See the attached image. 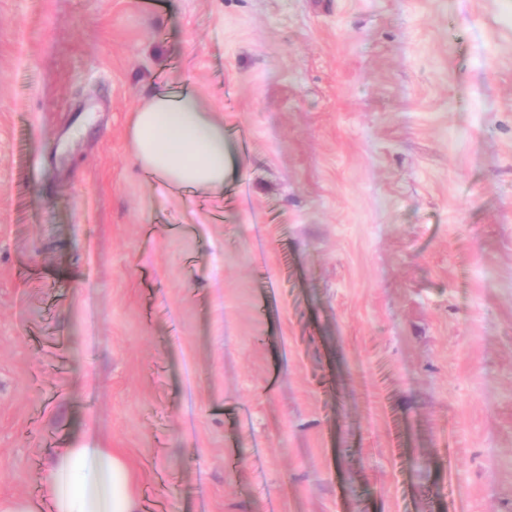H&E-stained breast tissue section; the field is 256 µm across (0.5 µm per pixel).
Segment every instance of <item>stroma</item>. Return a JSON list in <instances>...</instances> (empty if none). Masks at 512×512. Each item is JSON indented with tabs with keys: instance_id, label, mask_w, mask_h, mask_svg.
Returning <instances> with one entry per match:
<instances>
[{
	"instance_id": "stroma-1",
	"label": "stroma",
	"mask_w": 512,
	"mask_h": 512,
	"mask_svg": "<svg viewBox=\"0 0 512 512\" xmlns=\"http://www.w3.org/2000/svg\"><path fill=\"white\" fill-rule=\"evenodd\" d=\"M224 120V194L129 150ZM512 512V0H0V496ZM134 112L130 140L139 165L176 187L222 191L229 160L224 120L196 90L155 93ZM140 512L135 481L112 448L73 443L51 454L38 500L0 499L1 512Z\"/></svg>"
}]
</instances>
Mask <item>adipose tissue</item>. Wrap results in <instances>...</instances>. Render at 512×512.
<instances>
[{
	"label": "adipose tissue",
	"instance_id": "obj_1",
	"mask_svg": "<svg viewBox=\"0 0 512 512\" xmlns=\"http://www.w3.org/2000/svg\"><path fill=\"white\" fill-rule=\"evenodd\" d=\"M130 140L137 163L161 181L222 191L228 164L224 121L196 90L148 98L135 111ZM0 512H141V503L119 452L74 443L52 453L39 499L4 497Z\"/></svg>",
	"mask_w": 512,
	"mask_h": 512
}]
</instances>
